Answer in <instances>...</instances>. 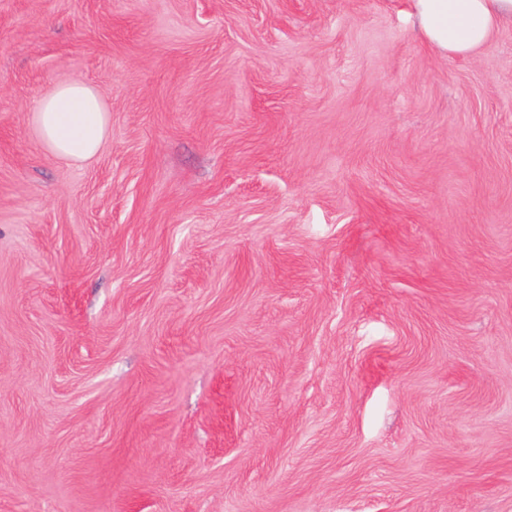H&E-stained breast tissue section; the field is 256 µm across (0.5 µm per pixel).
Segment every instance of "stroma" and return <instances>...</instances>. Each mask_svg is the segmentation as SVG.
<instances>
[{"instance_id": "35a3bbf8", "label": "stroma", "mask_w": 512, "mask_h": 512, "mask_svg": "<svg viewBox=\"0 0 512 512\" xmlns=\"http://www.w3.org/2000/svg\"><path fill=\"white\" fill-rule=\"evenodd\" d=\"M408 11L0 0V512H512V28ZM421 39L440 56H469L512 26V0H410ZM32 114L40 141L55 159L87 163L107 142L109 113L96 89L84 80L53 86L36 101Z\"/></svg>"}]
</instances>
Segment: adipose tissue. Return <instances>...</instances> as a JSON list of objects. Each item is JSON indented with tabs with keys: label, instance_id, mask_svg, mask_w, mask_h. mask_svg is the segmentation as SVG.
Instances as JSON below:
<instances>
[{
	"label": "adipose tissue",
	"instance_id": "ef3b65f1",
	"mask_svg": "<svg viewBox=\"0 0 512 512\" xmlns=\"http://www.w3.org/2000/svg\"><path fill=\"white\" fill-rule=\"evenodd\" d=\"M417 33L441 56H469L500 28L512 26V0H410ZM33 122L45 150L70 163L92 161L105 146L110 117L96 89L73 80L35 103Z\"/></svg>",
	"mask_w": 512,
	"mask_h": 512
}]
</instances>
